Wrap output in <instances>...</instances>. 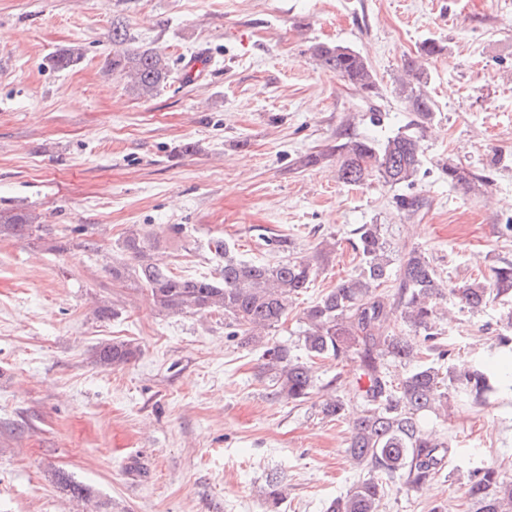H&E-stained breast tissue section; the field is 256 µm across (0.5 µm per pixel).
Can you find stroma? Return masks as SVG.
<instances>
[{"label": "stroma", "instance_id": "35a3bbf8", "mask_svg": "<svg viewBox=\"0 0 512 512\" xmlns=\"http://www.w3.org/2000/svg\"><path fill=\"white\" fill-rule=\"evenodd\" d=\"M117 22L176 67L203 56L199 77L138 95L107 68ZM0 31V209L30 208L52 229L0 239V512H82L62 473L93 489L98 512H265L273 476L288 487L280 512H325L363 475L345 452L350 422L279 394L262 347L226 336L223 315L159 312L148 290L113 285L109 267L133 231L161 242L186 278L218 276V236L255 263L333 244L269 331L299 356L304 309L359 264V225H385L395 249L420 247L452 285L512 262V0H0ZM429 41L441 51L426 58ZM319 43L359 51L376 95L323 68ZM71 47L77 65L48 66ZM410 59L435 104L414 182L342 183L327 153L341 131L382 140L410 121L396 93ZM450 160L488 171L489 186L453 189ZM402 196L419 201L414 214L397 210ZM78 224L85 238L55 250ZM170 224L185 226L187 244L168 243ZM446 304L455 362L487 353L501 306ZM102 305L116 317H98ZM112 341L140 353L97 365L96 347ZM313 370L317 386L352 399L353 361ZM427 424L452 439L445 471L422 490L392 489L380 512L459 507L480 460L512 479L511 397L455 401Z\"/></svg>", "mask_w": 512, "mask_h": 512}]
</instances>
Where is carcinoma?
<instances>
[{
	"label": "carcinoma",
	"mask_w": 512,
	"mask_h": 512,
	"mask_svg": "<svg viewBox=\"0 0 512 512\" xmlns=\"http://www.w3.org/2000/svg\"><path fill=\"white\" fill-rule=\"evenodd\" d=\"M109 70L128 80L141 96H152L172 78L170 59L161 51L139 45L119 26L112 27ZM313 55L366 98L375 96L377 79L366 59L348 46L318 43ZM83 53L68 49L49 58L55 70L77 64ZM421 71L408 63L397 94L414 119L396 134L380 141L341 136L328 153L337 156L339 179L347 184L376 180L384 186L411 184L420 169L423 131L434 115V102L421 87ZM448 185L466 192L490 183L488 175L453 161L445 166ZM44 228L35 212L16 207L0 210V238L24 241ZM149 237L132 233L121 243L124 259L112 265V280L146 288L156 308L167 314H224L228 335L262 346L263 369L273 374L278 391L303 402L314 393L311 361L333 356L351 357L358 365L355 398L360 413L347 443V456L367 474L333 500L327 512H380V504L393 484L415 492L438 477L448 463L450 445L423 425L429 414H448V393L483 408L491 399L510 391L512 377L497 374L490 362L478 360L456 369L452 352L441 348L437 323L439 301L452 295L473 312L512 299V263L494 267L487 277L449 286L421 249L412 247L393 258L383 227L362 224L352 248L359 257L358 272L322 293L304 309L307 325L301 342L307 360L263 332L288 316L298 295L314 280V260L294 257L277 263H249L232 254L224 238L210 241V250L224 259L220 278H184L171 272L152 250ZM395 287L383 288L387 282ZM399 322L408 332L395 333ZM503 332L496 347L512 356V308L500 316ZM138 348L112 342L95 349V362L120 367L135 359ZM391 359L411 369L394 380L386 372ZM326 418L342 419L350 403L326 393L318 402ZM75 498L92 502L93 490L61 476ZM285 498L282 478L269 481L267 512H279ZM467 512H512V481L491 463L474 467L466 492Z\"/></svg>",
	"instance_id": "1"
}]
</instances>
